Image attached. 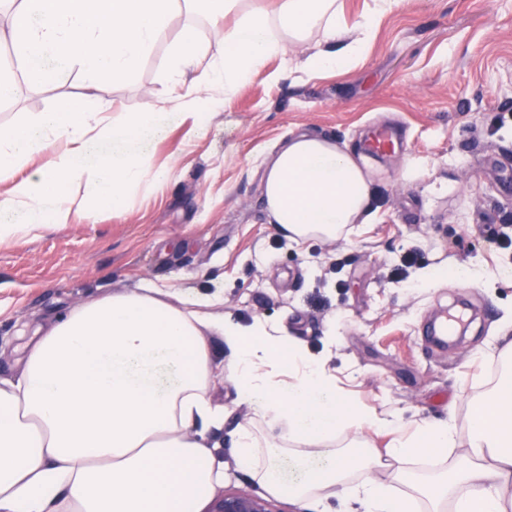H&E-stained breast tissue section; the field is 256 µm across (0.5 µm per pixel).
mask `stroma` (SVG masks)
I'll use <instances>...</instances> for the list:
<instances>
[{"mask_svg": "<svg viewBox=\"0 0 512 512\" xmlns=\"http://www.w3.org/2000/svg\"><path fill=\"white\" fill-rule=\"evenodd\" d=\"M194 27L219 52L207 20L173 12L168 38L125 81L88 87L79 69L51 84L18 83L0 104V126L35 122L61 98L106 117L152 106L164 115L147 141L151 166L168 179L129 188L119 215L50 226L25 244L0 242V379L20 371L25 336L71 307L151 283L170 302L191 296L241 329L263 322L323 363L337 392L384 419L365 435L377 450L423 425L452 423L449 460L468 442L471 402L502 370L512 332V0H402L381 18L359 61L340 70L271 72L316 43L290 47L254 73L208 123L170 114V40ZM394 130V153L366 154L373 127ZM298 133L328 137L359 155L375 188L374 218L336 241L288 239L260 202L265 163ZM480 270L481 285L431 280L433 272ZM466 301L471 321L458 345H434L422 325ZM216 351L210 395L225 412L214 436L224 487L261 494L236 465L231 433L253 418Z\"/></svg>", "mask_w": 512, "mask_h": 512, "instance_id": "35a3bbf8", "label": "stroma"}]
</instances>
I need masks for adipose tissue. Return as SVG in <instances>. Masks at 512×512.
<instances>
[{
    "instance_id": "ef3b65f1",
    "label": "adipose tissue",
    "mask_w": 512,
    "mask_h": 512,
    "mask_svg": "<svg viewBox=\"0 0 512 512\" xmlns=\"http://www.w3.org/2000/svg\"><path fill=\"white\" fill-rule=\"evenodd\" d=\"M347 31L341 0H277L272 13L246 11L242 0H20L7 20L19 60L38 84L79 68L88 85L131 76L165 39L179 8L202 7L224 51L204 62L193 30L171 41L168 100L194 124H204L268 58L320 34L323 46L305 62L339 69L359 58L379 17L399 0H373ZM152 107L92 118L62 100L29 126H0V240L18 243L50 225L67 224L74 206L93 214L122 212L128 188L166 180L151 169L143 138L157 130ZM111 144L102 152L101 144ZM43 163L29 166L31 157ZM24 177H17L21 166ZM84 186L74 200L68 186ZM368 172L331 140L293 137L262 178L264 210L290 239H336L347 225L372 218ZM213 326L235 355L242 400L268 428L238 426L237 465L267 494L314 504L331 496L356 500L362 512H512V373H503L472 405L468 448L458 462L417 481L409 461L446 458L453 429L423 428L386 453L392 483L367 478L366 438L335 448L349 429L379 428L383 419L339 395L323 365L289 338L263 325L242 333L195 309L139 288L75 306L23 347V370L0 380V512H200L224 465L215 461L209 432L224 426L213 406V349L202 333ZM295 365L288 385L271 383L260 366Z\"/></svg>"
}]
</instances>
